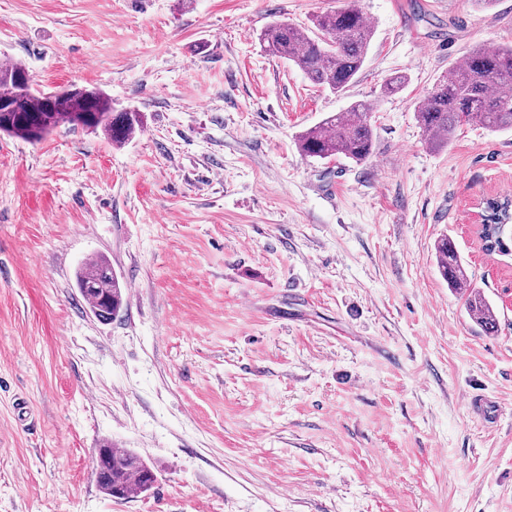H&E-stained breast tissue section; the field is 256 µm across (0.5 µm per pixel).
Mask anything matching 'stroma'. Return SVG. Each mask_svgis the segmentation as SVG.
<instances>
[{"mask_svg":"<svg viewBox=\"0 0 512 512\" xmlns=\"http://www.w3.org/2000/svg\"><path fill=\"white\" fill-rule=\"evenodd\" d=\"M342 4L0 0V58L144 122L121 147L0 134V512H512V255L471 229L512 197V131L434 148L415 114L466 54L512 44V0H357L374 37L337 95L259 33ZM359 100L365 163L300 154ZM444 235L496 333L441 277ZM97 255L124 286L110 321L76 286ZM106 441L150 491L101 493ZM466 308L469 314L487 333L497 330V316L490 302L479 291H471L466 297Z\"/></svg>","mask_w":512,"mask_h":512,"instance_id":"1","label":"stroma"}]
</instances>
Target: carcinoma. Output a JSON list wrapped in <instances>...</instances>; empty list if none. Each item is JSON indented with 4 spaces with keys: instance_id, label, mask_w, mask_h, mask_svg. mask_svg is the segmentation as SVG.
<instances>
[{
    "instance_id": "carcinoma-1",
    "label": "carcinoma",
    "mask_w": 512,
    "mask_h": 512,
    "mask_svg": "<svg viewBox=\"0 0 512 512\" xmlns=\"http://www.w3.org/2000/svg\"><path fill=\"white\" fill-rule=\"evenodd\" d=\"M314 31L278 20L265 27L261 41L270 54L298 67L313 83L339 93L361 71L373 39V26L356 3L313 18ZM28 75L20 62L0 64V132L37 142L60 124L81 126L101 133L120 146L142 129L135 110L115 112L112 102L96 88L66 98H51L36 89L21 90L18 81ZM369 104L357 101L323 119L299 136V150L307 157L345 158L356 163L373 153L374 132ZM416 119L433 146L449 142L455 129L476 123L494 133L512 129V45L492 50L477 49L449 70L415 108ZM485 250L503 253L512 249V225L492 222ZM441 276L452 288L470 284L453 241L444 236L435 244ZM77 288L91 311L109 321L123 307V286L110 262L100 256L86 262L76 273ZM469 314L487 333L497 330V316L478 291L466 297ZM98 486L111 499L124 500L150 490L156 481L153 470L137 454L103 444L96 453Z\"/></svg>"
}]
</instances>
